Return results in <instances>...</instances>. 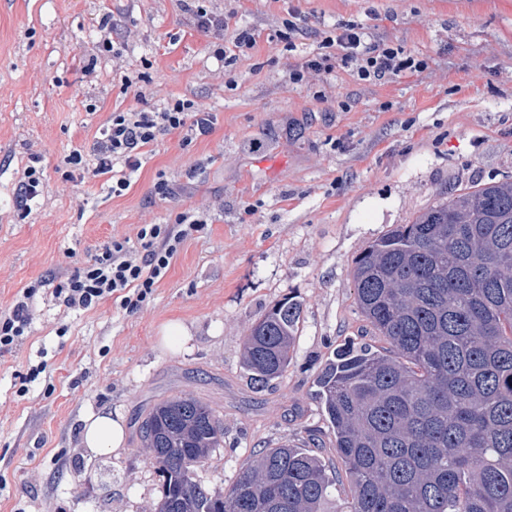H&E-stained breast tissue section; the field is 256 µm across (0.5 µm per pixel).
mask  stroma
Listing matches in <instances>:
<instances>
[{"mask_svg": "<svg viewBox=\"0 0 512 512\" xmlns=\"http://www.w3.org/2000/svg\"><path fill=\"white\" fill-rule=\"evenodd\" d=\"M234 12L256 45L224 67L214 32L181 0H0V311L17 293L70 272L112 238L180 212L207 226L173 260L134 314L104 302L64 310L46 292L31 334L0 354V512H152L159 477L135 426L175 395L211 405L224 443L198 472L231 486L248 460L282 441L312 451L335 478L331 503L351 494L315 380L345 345H384L362 317L356 257L449 193L512 181V0H209ZM117 25L123 72L88 75L103 15ZM294 16V49L276 35ZM356 22L424 59L420 73L361 82L352 64L301 83L304 51ZM136 77L127 86L125 76ZM189 98L216 117L183 144L145 148L124 196L109 175L81 177L67 157L89 148L109 113ZM47 189L28 212L14 190L31 155ZM166 176L176 193L159 199ZM300 304L286 372L265 387L242 364L243 338L274 303ZM181 322L190 339L159 344ZM45 373L21 386L39 362ZM121 416L119 450L87 452L88 417ZM188 339L189 334L186 327L182 323L175 321L170 322L162 329L159 344L166 349L177 350Z\"/></svg>", "mask_w": 512, "mask_h": 512, "instance_id": "stroma-1", "label": "stroma"}]
</instances>
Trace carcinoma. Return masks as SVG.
<instances>
[{
    "mask_svg": "<svg viewBox=\"0 0 512 512\" xmlns=\"http://www.w3.org/2000/svg\"><path fill=\"white\" fill-rule=\"evenodd\" d=\"M353 281L386 347L342 348L316 380L352 486L343 512H512V181L466 187L383 234ZM299 318L286 297L251 327L255 384L288 369ZM139 436L161 478L154 512H325V465L286 443L222 491L201 482L224 426L199 399L154 405Z\"/></svg>",
    "mask_w": 512,
    "mask_h": 512,
    "instance_id": "1",
    "label": "carcinoma"
}]
</instances>
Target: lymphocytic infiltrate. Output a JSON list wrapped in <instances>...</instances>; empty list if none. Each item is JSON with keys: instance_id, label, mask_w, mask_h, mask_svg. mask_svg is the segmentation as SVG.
I'll return each instance as SVG.
<instances>
[{"instance_id": "lymphocytic-infiltrate-1", "label": "lymphocytic infiltrate", "mask_w": 512, "mask_h": 512, "mask_svg": "<svg viewBox=\"0 0 512 512\" xmlns=\"http://www.w3.org/2000/svg\"><path fill=\"white\" fill-rule=\"evenodd\" d=\"M182 2L194 25L229 34L231 46L218 48L217 60L231 62L233 56L246 55L254 47V34L238 27L232 14L214 13L204 0ZM338 59L354 64L357 79L366 82L419 73L425 67L423 60L402 46L383 38L371 39L362 27L349 24L303 55L289 70L288 79L300 83L308 73H330ZM214 121L213 113L201 111L194 100L181 98L153 110L113 112L91 151L74 149L67 162L93 177L111 174L112 194L119 197L129 190L140 169L143 149L160 135L179 131L189 142L209 135ZM205 225L203 217L191 212L178 213L167 224L138 225L134 237L112 239L83 267L55 277L51 295L57 304L72 311L89 310L110 300L123 311L137 312L151 301L183 243ZM36 293L32 286L21 289L12 306L0 312V353L11 351L27 335Z\"/></svg>"}]
</instances>
